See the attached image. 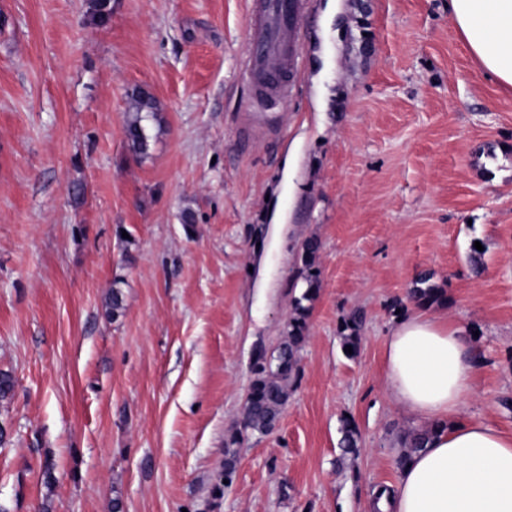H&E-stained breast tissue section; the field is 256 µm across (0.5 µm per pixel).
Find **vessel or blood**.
Wrapping results in <instances>:
<instances>
[{
  "label": "vessel or blood",
  "instance_id": "obj_1",
  "mask_svg": "<svg viewBox=\"0 0 512 512\" xmlns=\"http://www.w3.org/2000/svg\"><path fill=\"white\" fill-rule=\"evenodd\" d=\"M308 0H253L243 71L258 106L275 109L301 69L299 20Z\"/></svg>",
  "mask_w": 512,
  "mask_h": 512
}]
</instances>
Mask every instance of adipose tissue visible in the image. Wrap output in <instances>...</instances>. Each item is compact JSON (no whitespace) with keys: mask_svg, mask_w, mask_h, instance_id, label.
Returning a JSON list of instances; mask_svg holds the SVG:
<instances>
[{"mask_svg":"<svg viewBox=\"0 0 512 512\" xmlns=\"http://www.w3.org/2000/svg\"><path fill=\"white\" fill-rule=\"evenodd\" d=\"M448 10L481 67L512 86V0H448ZM384 359L389 397L436 431L400 465L380 512H512V433L462 413L474 393L463 327L424 313L402 318Z\"/></svg>","mask_w":512,"mask_h":512,"instance_id":"1","label":"adipose tissue"}]
</instances>
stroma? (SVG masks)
Masks as SVG:
<instances>
[{"label": "stroma", "mask_w": 512, "mask_h": 512, "mask_svg": "<svg viewBox=\"0 0 512 512\" xmlns=\"http://www.w3.org/2000/svg\"><path fill=\"white\" fill-rule=\"evenodd\" d=\"M248 2L0 0V512H359L417 426L385 396L384 342L423 272L446 296L430 313L469 338L464 414L512 432V87L448 0H310L277 128L249 133ZM141 91L158 117L140 157ZM313 234L301 379L225 484ZM345 418L360 454L340 468ZM135 102V111L130 113L127 120L126 133L129 149L136 155H143L149 138L143 122L150 118L157 119L156 105L150 96H139ZM361 325L362 319L357 312H351L341 320L338 332L341 337L342 349L348 357H355L358 353L361 342ZM346 346L352 347V354H349L348 350H345Z\"/></svg>", "instance_id": "stroma-1"}]
</instances>
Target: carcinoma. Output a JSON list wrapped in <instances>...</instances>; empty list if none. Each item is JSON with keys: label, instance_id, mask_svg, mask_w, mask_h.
Masks as SVG:
<instances>
[{"label": "carcinoma", "instance_id": "obj_1", "mask_svg": "<svg viewBox=\"0 0 512 512\" xmlns=\"http://www.w3.org/2000/svg\"><path fill=\"white\" fill-rule=\"evenodd\" d=\"M157 119L156 105L152 97L136 98L135 111L127 120L129 149L136 155L146 153L148 135L144 122ZM321 243L316 237L307 238L300 254V276L306 283L301 296L292 301V312L286 324V336L278 346L267 353L258 350L251 366L252 380L243 407L240 424L230 429L224 439V479L233 482L238 462L239 448L251 435H267L277 426L281 414L296 388L300 377V352L308 339V316L312 302L320 290L319 252ZM431 275L424 273L417 279L418 287L410 291V298L420 305H428L443 300L444 291L429 284ZM362 319L359 313L352 312L343 317L339 325L341 346L352 347V355H357L361 336ZM341 454L337 462L353 460L359 455V432L348 418L342 420ZM431 430L427 427L409 430L399 437L403 452L399 462H404L413 454L426 447Z\"/></svg>", "mask_w": 512, "mask_h": 512}]
</instances>
